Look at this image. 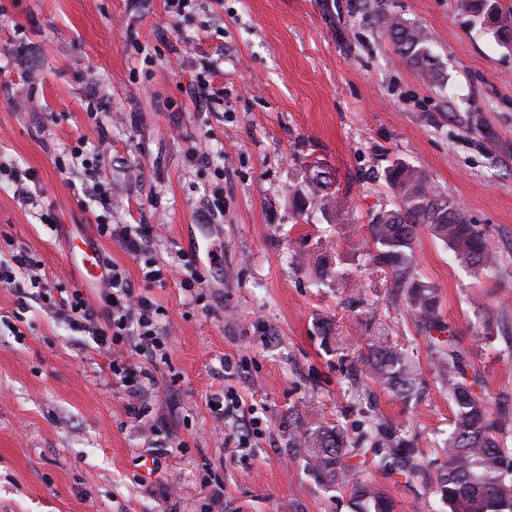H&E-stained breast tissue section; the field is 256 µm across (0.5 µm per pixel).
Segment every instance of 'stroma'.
I'll return each mask as SVG.
<instances>
[{
  "instance_id": "obj_1",
  "label": "stroma",
  "mask_w": 512,
  "mask_h": 512,
  "mask_svg": "<svg viewBox=\"0 0 512 512\" xmlns=\"http://www.w3.org/2000/svg\"><path fill=\"white\" fill-rule=\"evenodd\" d=\"M458 3L0 0V158L47 192L36 209L0 180V260L27 252L54 295L94 301L67 260L71 237L86 236L160 307L166 352L100 353L27 279L0 283V512H352L348 491L290 448L324 423L355 437L380 417L433 458L452 411L389 269L366 254L372 218L395 206L385 174L398 161L421 167L501 256L486 274L428 228L413 245L488 391L512 396L499 340L512 330V47ZM382 12L427 29L442 83L395 52ZM78 144L101 152L95 182L110 201L58 166ZM312 166L330 171L343 212L297 208ZM103 219L150 225V250L100 236ZM210 248L220 265L199 264ZM151 264L163 281L145 278ZM380 342L419 367V398L356 370ZM114 358L153 384L115 378ZM229 394L243 405L223 417L214 403ZM371 455L352 475L395 512H440Z\"/></svg>"
}]
</instances>
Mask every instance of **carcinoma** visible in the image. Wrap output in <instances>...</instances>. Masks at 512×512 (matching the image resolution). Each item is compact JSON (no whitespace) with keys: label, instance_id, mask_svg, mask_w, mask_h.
<instances>
[{"label":"carcinoma","instance_id":"obj_1","mask_svg":"<svg viewBox=\"0 0 512 512\" xmlns=\"http://www.w3.org/2000/svg\"><path fill=\"white\" fill-rule=\"evenodd\" d=\"M459 9L487 25L491 13L496 23L490 29L503 42H512V20L498 0H459ZM398 54L418 66L429 83L443 80L440 68H430L431 39L427 31L408 26L394 17H383ZM387 181L397 198L395 208L377 214L369 224L367 242L373 259L390 270L394 286L409 304L413 324L429 341L433 373L452 405L451 432L438 455L423 464L408 443L375 422L363 431L360 441L377 443L372 465L378 472L405 477L418 496L432 493L442 504L441 512H512V448L507 433L512 411L506 399L477 393L484 376L469 362V353L459 344L440 311L437 288L413 274V243L417 229L429 226L460 263L488 273L497 271L498 255L488 245L483 231L450 196L429 187L426 173L402 162L387 171ZM331 175L321 167L309 169L308 191L298 199L302 210L321 212L343 209L339 192L330 191ZM373 380L388 386L403 398L421 388L419 374L408 356L380 344L363 361ZM293 448L320 480L331 487L351 485L355 512H393V503L378 485L365 480L348 483L354 458L360 448L337 425H321L304 431Z\"/></svg>","mask_w":512,"mask_h":512}]
</instances>
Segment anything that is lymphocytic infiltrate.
<instances>
[{
  "mask_svg": "<svg viewBox=\"0 0 512 512\" xmlns=\"http://www.w3.org/2000/svg\"><path fill=\"white\" fill-rule=\"evenodd\" d=\"M32 258L24 252L13 255L11 264L0 265V283H8L17 274L29 276L35 297L42 304L58 305L70 325L76 329H91L99 349L111 351L115 347H130L141 356L155 358L163 345L157 323L158 306L147 297L135 294L125 272L120 267L106 265V287L100 295L105 307L103 322H96L95 312L83 291L73 290L63 298H55L43 288L33 270Z\"/></svg>",
  "mask_w": 512,
  "mask_h": 512,
  "instance_id": "1",
  "label": "lymphocytic infiltrate"
}]
</instances>
